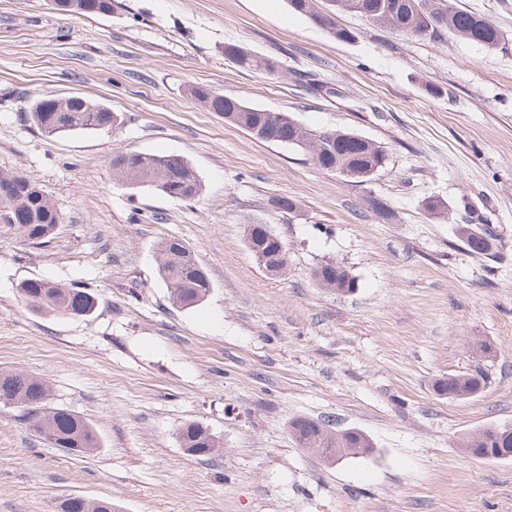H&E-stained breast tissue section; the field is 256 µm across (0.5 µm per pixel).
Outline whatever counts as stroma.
<instances>
[{
    "instance_id": "obj_1",
    "label": "stroma",
    "mask_w": 512,
    "mask_h": 512,
    "mask_svg": "<svg viewBox=\"0 0 512 512\" xmlns=\"http://www.w3.org/2000/svg\"><path fill=\"white\" fill-rule=\"evenodd\" d=\"M107 16L50 0H0V170L37 184L62 222L46 243L0 224V372L46 379L54 405L96 428L74 456L0 406V512H55L68 495L119 512H512V460L460 446L512 425V0H457L504 34L492 50L441 33L415 37L343 13L340 42L286 0H112ZM235 43L279 63L248 71ZM237 96L314 129L381 143L390 160L353 183L300 149L255 140L204 109L189 87ZM79 96L124 117L112 131L47 135L42 96ZM175 154L202 191L174 200L114 179L120 152ZM288 197L298 209L275 210ZM440 198L443 214L422 207ZM394 211L382 221L369 206ZM265 224L288 266L262 269L244 229ZM494 235L469 252L456 225ZM181 239L213 288L175 306L156 248ZM342 265L353 293L319 288ZM29 279L87 289V317L32 312ZM492 344L478 395H439ZM298 417L358 429L365 459L329 463L289 433ZM198 422L221 456L178 441ZM336 263L332 261L325 262L318 267H316L313 271V278L315 282L321 287L326 288L331 291H336L338 293H349L352 292L355 288L356 283L355 279L351 278L348 273H339L336 270ZM343 278H346V281L344 282L342 280ZM337 285H346L347 288H342L340 290L336 289Z\"/></svg>"
}]
</instances>
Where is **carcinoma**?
I'll return each mask as SVG.
<instances>
[{
	"label": "carcinoma",
	"instance_id": "obj_1",
	"mask_svg": "<svg viewBox=\"0 0 512 512\" xmlns=\"http://www.w3.org/2000/svg\"><path fill=\"white\" fill-rule=\"evenodd\" d=\"M296 13L308 17L334 39L352 40V32L340 25L338 12H350L364 17L369 23L386 26L411 36L434 35L446 30L452 35L477 43L487 49L498 47L502 31L484 16L459 8L453 0H288ZM81 12L108 15L112 0H78ZM224 56L238 67L275 73L276 61L257 55L237 45L224 44ZM189 94L209 112H219L227 122L237 125L262 142L271 136L281 144L301 148L321 169L362 183L384 169L389 155L383 146L374 142L359 146L350 141L346 130H312L304 125L294 126V119L245 104L240 98L218 93L202 86H193ZM41 118L45 124H57L68 131H90L113 121V115L87 100L74 103L68 111L59 112L55 98H41ZM112 174L132 186H147L177 200H191L202 190L199 175L189 162L172 155L143 152H121L112 157ZM29 180L0 171V210L14 209L15 224L11 228L31 244H42L56 230L57 208L45 201L35 204L27 190ZM247 231L262 251L282 256L287 265V251L281 239L268 234L265 224H249ZM458 238L473 254L485 255L492 247V234L485 229L473 234L457 229ZM159 272L170 292L172 303L180 308L199 305L212 289L211 278L196 260L191 250L178 238L162 240L157 245ZM315 282L334 291L336 286H356L355 279L339 273L336 263L325 262L313 271ZM25 304L35 313H54L70 317H87L97 308L95 295L80 289L61 287L44 279H29L19 286ZM487 385V373L479 365L469 372L450 375L442 380L444 394L451 399H468L479 385ZM0 405L15 408L28 428L55 448L72 454H91L101 447L95 428L77 413L56 407L50 401V388L44 379L23 372H0ZM501 425H488L462 442L465 451L483 450L482 458L493 460L497 449L505 447ZM290 434L301 447L322 457L336 452L343 457L366 458L373 453L374 444L357 429L335 431L324 422L296 418ZM178 439L181 447L194 457L213 458L221 451L219 437L197 422L184 424ZM57 512H116L107 500L90 501L80 496L67 497L57 505Z\"/></svg>",
	"mask_w": 512,
	"mask_h": 512
}]
</instances>
